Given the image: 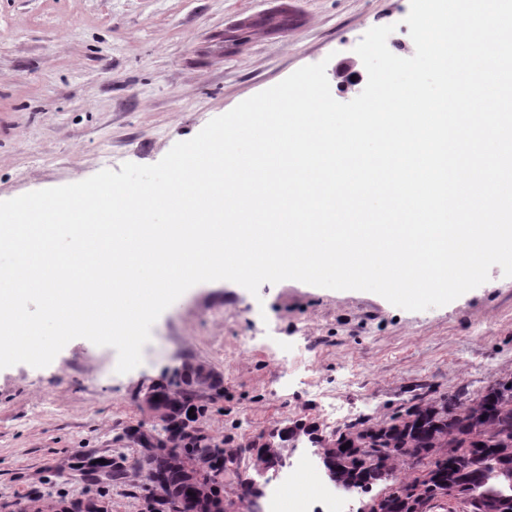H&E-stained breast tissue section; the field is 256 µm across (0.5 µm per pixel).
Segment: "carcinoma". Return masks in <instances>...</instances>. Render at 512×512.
Instances as JSON below:
<instances>
[{"mask_svg":"<svg viewBox=\"0 0 512 512\" xmlns=\"http://www.w3.org/2000/svg\"><path fill=\"white\" fill-rule=\"evenodd\" d=\"M266 24L272 30L288 27V14L260 20L247 19L240 30ZM315 430L298 423L270 438L278 444L253 442L254 470L285 466L287 442L301 436L317 448L331 482L354 486L362 493L375 487L386 492L377 497L379 512H427L431 502L461 498L471 512H504L502 497L512 495V376L492 380L479 394L462 399V394H443L417 399L404 413L388 422L347 425L328 437L314 436ZM138 445L136 464H147L155 473L167 475L182 500L184 512L191 508L192 487L183 469L189 460L204 464L216 493L224 488V474H240L241 461L226 456L212 440L182 444L179 454L159 453L155 437L140 429L130 432ZM381 448L382 454L368 468L362 449Z\"/></svg>","mask_w":512,"mask_h":512,"instance_id":"carcinoma-1","label":"carcinoma"}]
</instances>
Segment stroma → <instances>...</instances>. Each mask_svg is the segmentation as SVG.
Listing matches in <instances>:
<instances>
[{
	"label": "stroma",
	"instance_id": "35a3bbf8",
	"mask_svg": "<svg viewBox=\"0 0 512 512\" xmlns=\"http://www.w3.org/2000/svg\"><path fill=\"white\" fill-rule=\"evenodd\" d=\"M287 7L283 31L231 41L236 24ZM410 0H0V200L84 180L124 163L154 164L212 118L298 68L326 62L333 97L355 98L367 73L355 46L394 25L389 50L412 56ZM354 61L351 85L336 69ZM202 363L223 390L201 391L199 423L238 448L301 421L319 434L383 422L418 396H475L512 376V277L449 304L406 311L378 294L295 280L251 294L229 281L186 291L151 329L141 365L70 341L44 368L0 369V512H53L95 496L81 463L128 470L106 488L111 512H142L129 429L161 423L142 386Z\"/></svg>",
	"mask_w": 512,
	"mask_h": 512
}]
</instances>
